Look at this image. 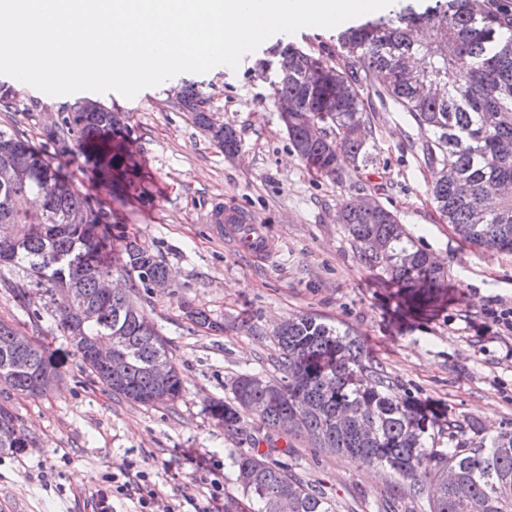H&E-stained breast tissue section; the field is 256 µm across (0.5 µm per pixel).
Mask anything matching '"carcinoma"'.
Returning <instances> with one entry per match:
<instances>
[{
    "label": "carcinoma",
    "mask_w": 512,
    "mask_h": 512,
    "mask_svg": "<svg viewBox=\"0 0 512 512\" xmlns=\"http://www.w3.org/2000/svg\"><path fill=\"white\" fill-rule=\"evenodd\" d=\"M340 62L286 44L279 60L274 95L297 100V113L330 115V140L311 142L306 126L287 131L305 166L340 181L346 170L371 161L367 140L355 129L368 125L364 92L408 113L428 133L419 145L424 162L441 169L431 188L436 207L459 239L470 246L512 253V195L499 193L512 184V7L497 0H434L419 11L408 4L393 17L350 26L338 35ZM417 56L428 71L418 84L402 69L406 56ZM201 128L211 126L207 98L194 84L177 92ZM125 124L96 101H77L61 121L45 132L36 148L15 131L0 127V224L13 235L0 237V267L17 269L48 298L49 307L83 366L112 395L144 406L169 407L182 393L178 368L158 384L151 363L172 360L155 324L129 303L149 280L168 278L166 265L137 239L120 245L122 267L107 260L112 209L92 206L55 167L48 155L76 152L91 160L92 175L112 188L123 204L141 187L144 175L124 135ZM212 140L230 152L238 149L236 132L219 129ZM366 265L380 267L403 290V303L419 311L436 306L446 288V273L426 263L427 253L400 229L397 216L381 205L370 211L344 207L341 215ZM130 282L124 294H105L98 281L112 273ZM191 306V320L213 332L224 324ZM18 329L0 320V388L30 397L59 372L46 349L33 341L19 348ZM86 336L107 341L115 336L127 355L119 378L97 368L77 341ZM281 381L241 375L232 398L208 404L211 417L226 430L243 428L256 413L249 448L232 457L236 483L249 499L250 512H267L272 497H286L291 512H338L336 499L303 482L282 458L293 441L349 459L359 467L387 468L414 496L429 485L436 495L430 512H512V432L489 444H463L448 451L428 446L414 399L391 394L384 371L368 362L361 345L310 315L283 321L275 331ZM357 404L362 414L347 428L338 417ZM359 427L373 432L361 444ZM34 445L16 426V415L0 403V452ZM266 449H261V446Z\"/></svg>",
    "instance_id": "1"
}]
</instances>
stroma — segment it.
<instances>
[{"label":"stroma","mask_w":512,"mask_h":512,"mask_svg":"<svg viewBox=\"0 0 512 512\" xmlns=\"http://www.w3.org/2000/svg\"><path fill=\"white\" fill-rule=\"evenodd\" d=\"M338 34L335 27L278 33L237 68L181 73L132 98L96 94L124 113L146 175L144 201H130L115 221L118 234L152 249L172 276L170 291H144L137 302L165 339L184 391L168 408L116 398L82 366L40 294L20 304L10 290L16 274L0 272V319L42 344L61 373L38 397L0 393L34 439L23 451L0 452V512H86L103 475L130 460L150 473L160 504L187 494L205 501L216 479L245 512L229 457L245 437L224 430L207 405L231 398L240 374L280 379L273 331L295 314L358 337L392 393L420 401L435 448L455 447L460 430L471 443L512 431V333L491 317L512 308V253L464 245L448 227L431 195L437 171L417 150L425 132L400 108L369 97L373 161L334 182L305 167L280 122L275 74L261 63L280 43L335 61ZM186 82L206 94L213 120L236 132V157H225L182 110L176 93ZM1 86L12 88L13 99L0 123L37 145L59 111L86 97L17 87L7 75ZM364 193L396 213L417 246L445 266L447 295L433 311L402 314L385 273L364 263L340 223L343 202ZM218 201L247 212L276 254L257 261L215 237L203 217ZM185 298L222 321L223 332L187 319ZM288 463L335 496L341 512H380L397 486L384 471L305 442Z\"/></svg>","instance_id":"35a3bbf8"}]
</instances>
